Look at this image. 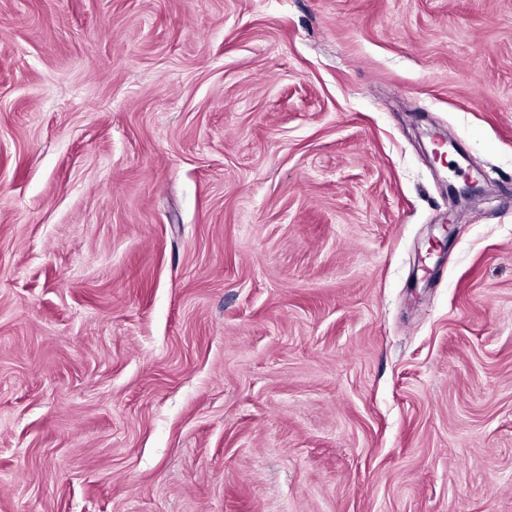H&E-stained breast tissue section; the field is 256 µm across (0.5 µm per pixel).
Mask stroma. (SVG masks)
Returning <instances> with one entry per match:
<instances>
[{"mask_svg": "<svg viewBox=\"0 0 512 512\" xmlns=\"http://www.w3.org/2000/svg\"><path fill=\"white\" fill-rule=\"evenodd\" d=\"M0 512H512V0H0Z\"/></svg>", "mask_w": 512, "mask_h": 512, "instance_id": "stroma-1", "label": "stroma"}]
</instances>
